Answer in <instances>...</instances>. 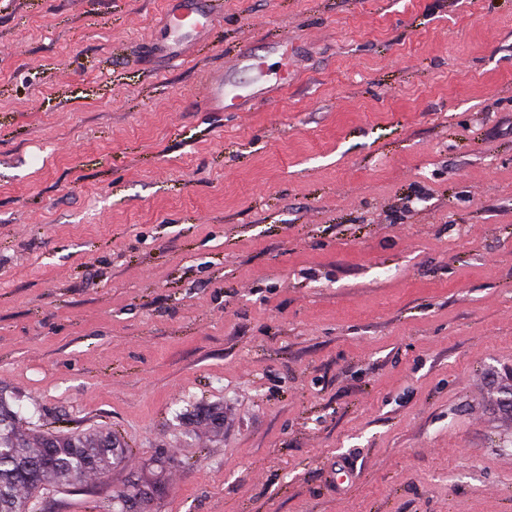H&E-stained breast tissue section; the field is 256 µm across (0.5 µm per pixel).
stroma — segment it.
<instances>
[{"label":"stroma","instance_id":"35a3bbf8","mask_svg":"<svg viewBox=\"0 0 512 512\" xmlns=\"http://www.w3.org/2000/svg\"><path fill=\"white\" fill-rule=\"evenodd\" d=\"M218 8L0 0V392L128 450L39 512H512V0ZM160 35L151 43L153 55L160 61L187 57L207 39L219 10L211 0H167ZM279 69L273 71L251 46L237 50L234 61L221 70L211 72L205 79L204 104L208 112H240L248 103L263 97L270 88L268 82L275 75L281 88L288 87V41L277 43ZM248 72V82L239 79Z\"/></svg>","mask_w":512,"mask_h":512}]
</instances>
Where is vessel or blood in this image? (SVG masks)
<instances>
[{
	"mask_svg": "<svg viewBox=\"0 0 512 512\" xmlns=\"http://www.w3.org/2000/svg\"><path fill=\"white\" fill-rule=\"evenodd\" d=\"M218 10L211 0H167L163 34L152 42L153 55L161 61L187 57L207 39ZM278 69H270L251 46L238 49L234 61L211 72L205 79L204 104L210 112H238L248 103L263 97L269 82L288 85L287 42H279ZM250 73L249 81H241L240 73Z\"/></svg>",
	"mask_w": 512,
	"mask_h": 512,
	"instance_id": "1",
	"label": "vessel or blood"
}]
</instances>
